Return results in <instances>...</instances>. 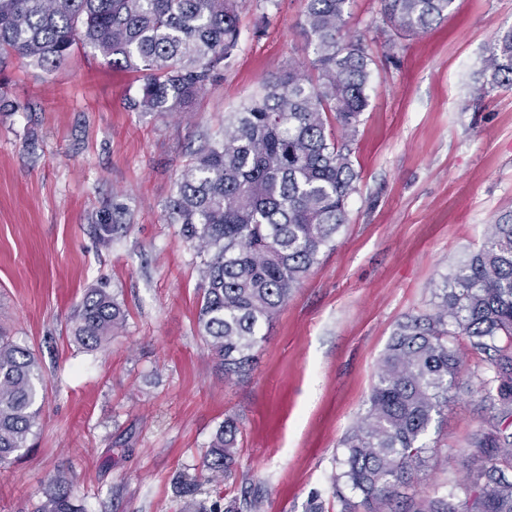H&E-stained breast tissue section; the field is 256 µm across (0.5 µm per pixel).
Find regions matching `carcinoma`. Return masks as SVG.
I'll return each mask as SVG.
<instances>
[{
	"instance_id": "obj_1",
	"label": "carcinoma",
	"mask_w": 512,
	"mask_h": 512,
	"mask_svg": "<svg viewBox=\"0 0 512 512\" xmlns=\"http://www.w3.org/2000/svg\"><path fill=\"white\" fill-rule=\"evenodd\" d=\"M301 30L312 70L290 67L224 120L181 170L167 205L171 224L207 253L200 267L198 324L227 381L249 375L262 327L274 319L321 255L334 248L359 172L351 156L372 58L363 38L345 32L350 0H306ZM455 0H381L399 35H419L448 16ZM236 0H0V74L14 58L49 71L87 47L114 67L141 75L131 107L187 111L224 71L238 46ZM482 97L512 85V29L483 58ZM112 208L103 240L125 232ZM428 312L397 325L380 361L368 410L343 445L344 469L333 484L344 512H512V433L493 424L470 440L489 454L464 481L407 495L409 471L427 450L425 435L458 386L457 343L485 356L480 379L499 418L512 416V221L484 232L481 248L461 260ZM73 339L105 346L125 324L120 304L90 289L75 309ZM44 378L38 359L0 329V464L27 447L39 426ZM236 419L218 428L202 461L207 482L234 477ZM37 512H81L69 485L50 482Z\"/></svg>"
}]
</instances>
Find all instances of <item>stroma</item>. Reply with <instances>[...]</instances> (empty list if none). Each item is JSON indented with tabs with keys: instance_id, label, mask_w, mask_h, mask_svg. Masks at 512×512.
Segmentation results:
<instances>
[{
	"instance_id": "obj_1",
	"label": "stroma",
	"mask_w": 512,
	"mask_h": 512,
	"mask_svg": "<svg viewBox=\"0 0 512 512\" xmlns=\"http://www.w3.org/2000/svg\"><path fill=\"white\" fill-rule=\"evenodd\" d=\"M306 0H238L241 32L190 117L129 109L141 81L76 49L51 72L17 60L0 93V324L38 356L40 427L0 465V512H36L51 479L84 512H225L251 492L260 512H342L332 477L367 410L391 336L430 310L487 225L512 214V86L476 99L487 46L512 29V0H455L447 19L399 38L380 0H351L346 30L374 59L353 155L360 173L333 250L264 332L250 376L225 382L199 333L201 262L165 206L202 137L288 65H309ZM126 232L103 242L113 205ZM91 288L126 320L90 350L71 315ZM464 359L462 384L430 426L411 483L424 491L473 465L468 444L492 413ZM236 473L214 492L203 457L226 416ZM195 477L176 493L178 475Z\"/></svg>"
}]
</instances>
